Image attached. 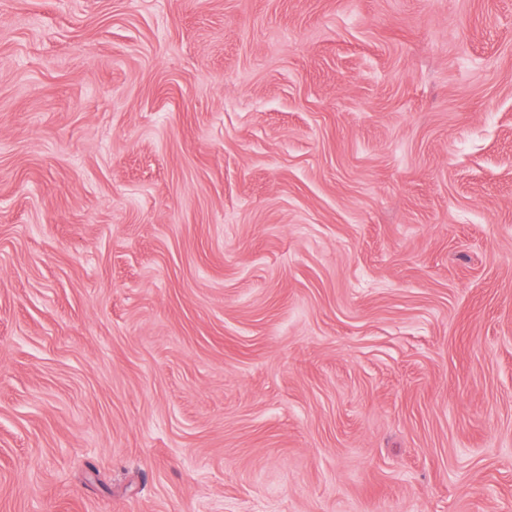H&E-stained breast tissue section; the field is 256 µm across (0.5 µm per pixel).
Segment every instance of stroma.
I'll return each mask as SVG.
<instances>
[{
  "mask_svg": "<svg viewBox=\"0 0 512 512\" xmlns=\"http://www.w3.org/2000/svg\"><path fill=\"white\" fill-rule=\"evenodd\" d=\"M0 512H512V0H0Z\"/></svg>",
  "mask_w": 512,
  "mask_h": 512,
  "instance_id": "stroma-1",
  "label": "stroma"
}]
</instances>
